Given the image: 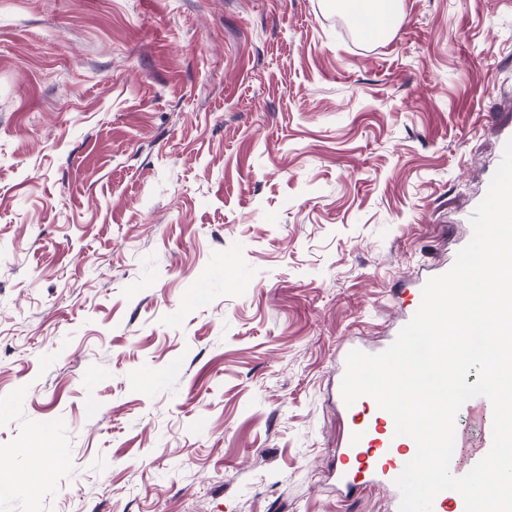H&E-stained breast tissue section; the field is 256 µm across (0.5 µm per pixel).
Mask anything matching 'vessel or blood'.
I'll use <instances>...</instances> for the list:
<instances>
[{
	"label": "vessel or blood",
	"instance_id": "b4317fda",
	"mask_svg": "<svg viewBox=\"0 0 512 512\" xmlns=\"http://www.w3.org/2000/svg\"><path fill=\"white\" fill-rule=\"evenodd\" d=\"M478 402L484 415L482 441L474 453L479 460L492 446L493 419L491 402L483 396ZM345 412L349 423L333 461L337 485L349 491L369 486L395 489L398 477L416 453L414 441L396 435L392 416L372 397H359Z\"/></svg>",
	"mask_w": 512,
	"mask_h": 512
}]
</instances>
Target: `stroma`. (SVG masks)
I'll list each match as a JSON object with an SVG mask.
<instances>
[{
  "label": "stroma",
  "mask_w": 512,
  "mask_h": 512,
  "mask_svg": "<svg viewBox=\"0 0 512 512\" xmlns=\"http://www.w3.org/2000/svg\"><path fill=\"white\" fill-rule=\"evenodd\" d=\"M508 135L512 0H0V512H392L342 354ZM345 370L338 379L337 398L349 423L334 454L336 483L348 491L386 487L394 494V511L399 512L401 495L396 480L415 456V443L407 436H395L392 416L372 397L361 396L352 405L345 404L341 394Z\"/></svg>",
  "instance_id": "1"
}]
</instances>
